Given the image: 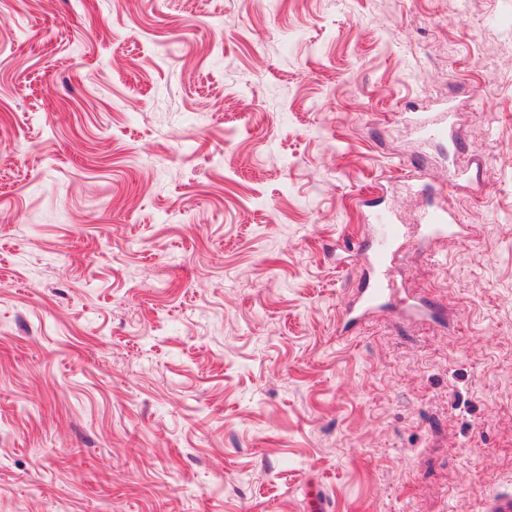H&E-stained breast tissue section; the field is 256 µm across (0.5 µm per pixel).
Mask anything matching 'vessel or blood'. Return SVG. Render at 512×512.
Here are the masks:
<instances>
[{
	"label": "vessel or blood",
	"mask_w": 512,
	"mask_h": 512,
	"mask_svg": "<svg viewBox=\"0 0 512 512\" xmlns=\"http://www.w3.org/2000/svg\"><path fill=\"white\" fill-rule=\"evenodd\" d=\"M371 220L377 226V240L366 246L365 256L372 269L357 289L353 299L344 307L339 317L340 333H347L357 325L390 305L395 294L388 271L396 258L395 242L402 236L403 229L394 224L384 209L372 211ZM427 240L437 241L444 238H458L466 235L467 225L458 222L447 209L436 208L425 211L419 226Z\"/></svg>",
	"instance_id": "1"
}]
</instances>
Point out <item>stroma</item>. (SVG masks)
<instances>
[{
  "label": "stroma",
  "mask_w": 512,
  "mask_h": 512,
  "mask_svg": "<svg viewBox=\"0 0 512 512\" xmlns=\"http://www.w3.org/2000/svg\"><path fill=\"white\" fill-rule=\"evenodd\" d=\"M372 202L442 318L341 338ZM504 496L512 0H0V512ZM459 219L450 214L445 208L425 211L421 216L418 228L426 236L427 241H437L444 238H458L467 234L468 225L458 224Z\"/></svg>",
  "instance_id": "stroma-1"
}]
</instances>
